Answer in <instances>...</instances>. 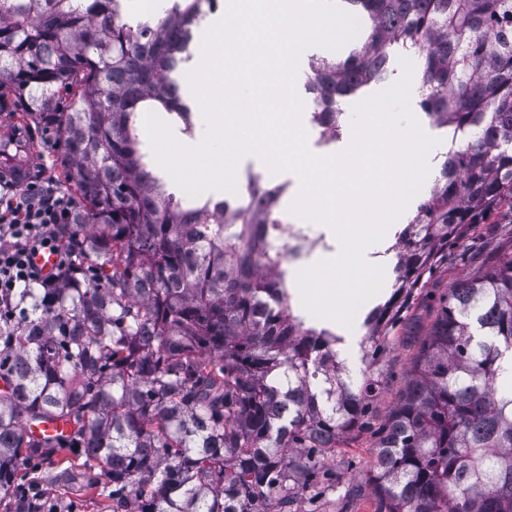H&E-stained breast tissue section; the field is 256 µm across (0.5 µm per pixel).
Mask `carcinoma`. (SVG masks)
Returning <instances> with one entry per match:
<instances>
[{"label": "carcinoma", "mask_w": 512, "mask_h": 512, "mask_svg": "<svg viewBox=\"0 0 512 512\" xmlns=\"http://www.w3.org/2000/svg\"><path fill=\"white\" fill-rule=\"evenodd\" d=\"M215 0L136 18L126 0H0V90L57 128L81 205L64 229L82 273L37 314L0 324V502L76 512L30 491L77 452L110 512H294L360 425L336 333L294 315L273 246L286 186L252 180L235 207L189 203L154 173L139 113L189 133L178 77ZM365 22L344 59L313 56L310 121L341 136L344 98L419 61L421 112L452 133L440 175L397 234L393 291L365 319L376 353L448 240L512 209V0H340ZM512 255L450 289L381 428L376 512H512ZM55 418L63 441L27 431Z\"/></svg>", "instance_id": "cac0c4a2"}]
</instances>
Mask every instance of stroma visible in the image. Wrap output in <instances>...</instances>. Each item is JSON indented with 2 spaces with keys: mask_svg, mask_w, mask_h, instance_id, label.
<instances>
[{
  "mask_svg": "<svg viewBox=\"0 0 512 512\" xmlns=\"http://www.w3.org/2000/svg\"><path fill=\"white\" fill-rule=\"evenodd\" d=\"M30 127L41 147V157L32 171L33 178L50 179L60 189H67L65 170L70 160L63 147L62 135L58 130L35 121ZM511 253L512 209L505 207L488 223L475 225L465 237L449 241L447 251L425 273L420 288L405 305L398 322L388 329L371 366H363L361 350H354L347 361L349 368L355 373L368 369L375 391L369 398L367 414L353 440L343 444L326 460L332 474V485H317L299 492L296 500L298 512H375V496L367 475V463L379 431L406 387L411 365L449 288L497 264ZM69 467V461L64 460L46 472L47 482L38 486V493L54 495V480H65L69 483V496L77 501L79 512H101V498L86 488L82 479L67 480L65 471Z\"/></svg>",
  "mask_w": 512,
  "mask_h": 512,
  "instance_id": "35a3bbf8",
  "label": "stroma"
}]
</instances>
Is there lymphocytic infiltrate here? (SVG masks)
<instances>
[{"label":"lymphocytic infiltrate","mask_w":512,"mask_h":512,"mask_svg":"<svg viewBox=\"0 0 512 512\" xmlns=\"http://www.w3.org/2000/svg\"><path fill=\"white\" fill-rule=\"evenodd\" d=\"M77 206L73 196L47 181L22 191L10 186L0 190V315L6 320L17 316L13 300L18 289H52L76 273V247L65 243L62 227ZM44 252L57 256L48 273L35 261Z\"/></svg>","instance_id":"1"}]
</instances>
